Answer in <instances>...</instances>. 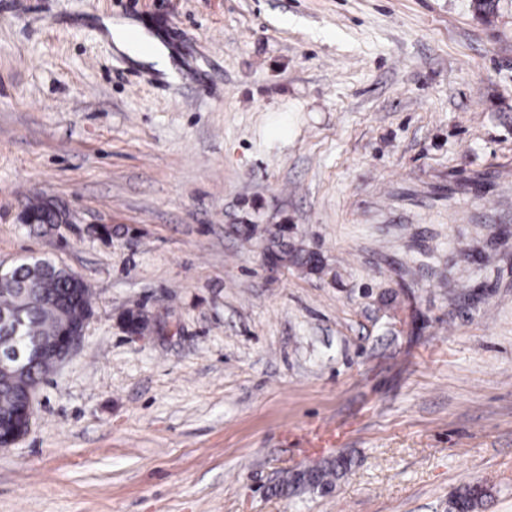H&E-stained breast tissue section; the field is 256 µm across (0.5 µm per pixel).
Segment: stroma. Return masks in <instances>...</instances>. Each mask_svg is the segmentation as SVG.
<instances>
[{
  "label": "stroma",
  "instance_id": "1",
  "mask_svg": "<svg viewBox=\"0 0 512 512\" xmlns=\"http://www.w3.org/2000/svg\"><path fill=\"white\" fill-rule=\"evenodd\" d=\"M33 256L93 316L0 512H512V0H0V264ZM143 37L144 35L135 26L121 27L114 33L117 46L128 51L135 59L153 63L154 67L159 70L169 67L168 51L160 43H156L155 51L150 55H143L138 52L137 39H143ZM333 471L332 468H311L296 473L291 480H288L287 476L280 485L279 492L288 493V491H294L301 485H307L311 488H323L329 484ZM487 495V489L481 484H468L451 497L448 512H473Z\"/></svg>",
  "mask_w": 512,
  "mask_h": 512
}]
</instances>
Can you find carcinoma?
<instances>
[{
	"mask_svg": "<svg viewBox=\"0 0 512 512\" xmlns=\"http://www.w3.org/2000/svg\"><path fill=\"white\" fill-rule=\"evenodd\" d=\"M50 260L39 258L32 261L34 270L22 275L26 287L32 289L27 299L19 296L17 286L0 283V312H19L16 345L30 355L36 354L41 344L59 336L65 329L82 322L92 312V294L85 282L78 284L73 278L62 273L55 279V286L40 293L42 272ZM54 361L45 357L38 358L27 370V378L45 379L54 370ZM25 378V379H27ZM25 379L10 371L0 370V416L12 415L18 405L19 393ZM333 469L311 468L296 473L284 480L279 492L293 491L302 485L311 488L329 484ZM488 495L487 489L479 483L468 484L460 488L449 500L448 512H474V509Z\"/></svg>",
	"mask_w": 512,
	"mask_h": 512,
	"instance_id": "cac0c4a2",
	"label": "carcinoma"
}]
</instances>
